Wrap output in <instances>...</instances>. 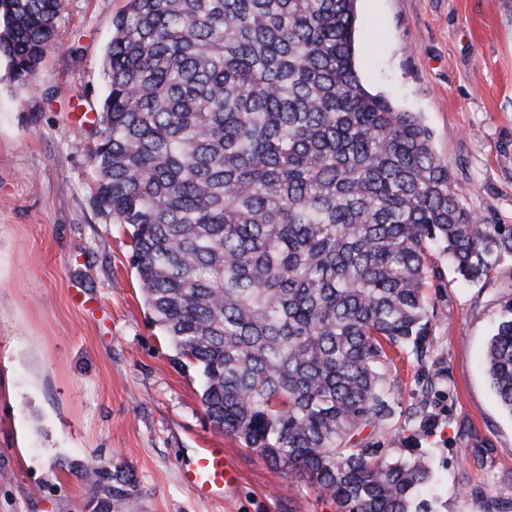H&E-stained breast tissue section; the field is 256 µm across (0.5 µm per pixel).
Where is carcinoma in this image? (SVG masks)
I'll return each instance as SVG.
<instances>
[{
	"mask_svg": "<svg viewBox=\"0 0 512 512\" xmlns=\"http://www.w3.org/2000/svg\"><path fill=\"white\" fill-rule=\"evenodd\" d=\"M358 0H128L104 60L94 206L132 228L152 323L202 381L208 419L336 512H428L421 455L390 427L389 351L420 361L426 261L487 281L512 224L475 219L414 112L355 64ZM63 0H0V56L23 83ZM486 368L512 415V298ZM124 471L106 477L133 496Z\"/></svg>",
	"mask_w": 512,
	"mask_h": 512,
	"instance_id": "cac0c4a2",
	"label": "carcinoma"
}]
</instances>
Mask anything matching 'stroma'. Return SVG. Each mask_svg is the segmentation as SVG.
Listing matches in <instances>:
<instances>
[{
	"label": "stroma",
	"mask_w": 512,
	"mask_h": 512,
	"mask_svg": "<svg viewBox=\"0 0 512 512\" xmlns=\"http://www.w3.org/2000/svg\"><path fill=\"white\" fill-rule=\"evenodd\" d=\"M126 4L63 0L29 85L0 56V512H336L215 430L196 370L149 320L130 227L94 206L96 139L74 114L104 97ZM356 29L366 86L418 113L472 216L512 224V0H358ZM429 265L428 355L394 356V420L367 440L429 459L432 512H512V414L484 369L512 262L469 286L442 255ZM209 447L238 473L220 502L181 479ZM93 468L132 473V502L106 500Z\"/></svg>",
	"instance_id": "1"
}]
</instances>
